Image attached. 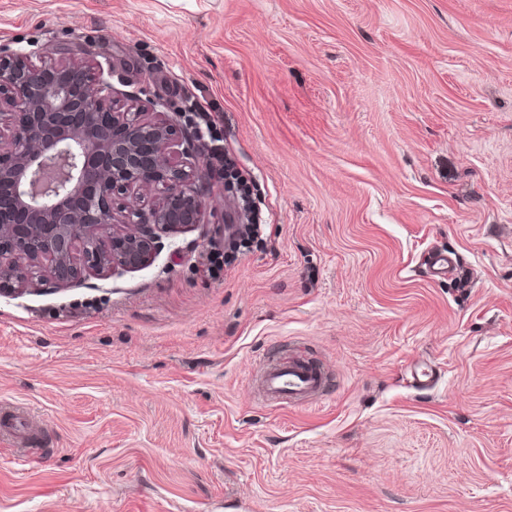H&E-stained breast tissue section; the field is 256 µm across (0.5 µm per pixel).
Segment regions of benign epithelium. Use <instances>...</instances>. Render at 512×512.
I'll use <instances>...</instances> for the list:
<instances>
[{"label":"benign epithelium","instance_id":"obj_1","mask_svg":"<svg viewBox=\"0 0 512 512\" xmlns=\"http://www.w3.org/2000/svg\"><path fill=\"white\" fill-rule=\"evenodd\" d=\"M110 90L85 60L36 63L0 47L1 280L50 289L87 270L145 267L160 230L201 222L204 136L182 133L175 114L119 112ZM224 191L235 238L258 218L230 183Z\"/></svg>","mask_w":512,"mask_h":512}]
</instances>
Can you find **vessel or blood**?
Listing matches in <instances>:
<instances>
[{"label":"vessel or blood","instance_id":"b4317fda","mask_svg":"<svg viewBox=\"0 0 512 512\" xmlns=\"http://www.w3.org/2000/svg\"><path fill=\"white\" fill-rule=\"evenodd\" d=\"M258 388L263 402L293 403L321 399L326 394L321 370L300 358L275 354L262 361Z\"/></svg>","mask_w":512,"mask_h":512}]
</instances>
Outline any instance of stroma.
Listing matches in <instances>:
<instances>
[{
	"label": "stroma",
	"mask_w": 512,
	"mask_h": 512,
	"mask_svg": "<svg viewBox=\"0 0 512 512\" xmlns=\"http://www.w3.org/2000/svg\"><path fill=\"white\" fill-rule=\"evenodd\" d=\"M0 46L164 98L261 216L208 272L201 182L150 266L0 296V512H512V0H0ZM293 342L327 395L266 404Z\"/></svg>",
	"instance_id": "obj_1"
}]
</instances>
